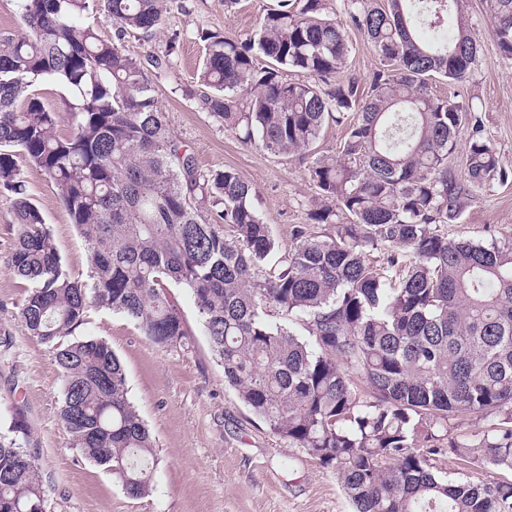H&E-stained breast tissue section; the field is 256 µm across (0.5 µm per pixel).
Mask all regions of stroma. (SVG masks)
Returning <instances> with one entry per match:
<instances>
[{
    "instance_id": "obj_1",
    "label": "stroma",
    "mask_w": 512,
    "mask_h": 512,
    "mask_svg": "<svg viewBox=\"0 0 512 512\" xmlns=\"http://www.w3.org/2000/svg\"><path fill=\"white\" fill-rule=\"evenodd\" d=\"M276 0H166L161 27L152 36L127 35L125 54L141 63L168 58L152 71L154 95L174 134L194 154L203 173L233 168L256 190L254 204L269 224L275 255L257 269L277 271L278 259L294 246L295 227L308 222L315 188L307 163L268 153L226 132L206 111L208 93L197 73L204 57L200 35L220 31L243 41ZM455 18L465 19L481 45L470 77L461 83L437 80L434 94L473 105L484 135L496 150L507 181L494 180L468 200L458 220L441 225L449 238L512 244V59L503 56L492 32L487 0H458ZM351 54L345 75L367 83L379 60L367 38L347 28ZM27 194L50 225L66 268L86 275L89 255L60 203L55 183L24 154L15 157ZM15 239L10 195L0 190V336L10 347L0 353V425L22 416L26 446L37 459L47 491V512H352L334 472L301 448L272 434L224 384L194 299L168 287L188 331L182 344L161 348L134 324L109 310L91 311L82 332L105 340L121 359L128 396L149 426L160 464L154 490L127 498L110 473L77 457L57 415L62 381L45 344L29 335L19 318L23 282L5 264Z\"/></svg>"
}]
</instances>
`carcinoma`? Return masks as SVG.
Masks as SVG:
<instances>
[{
  "label": "carcinoma",
  "instance_id": "obj_1",
  "mask_svg": "<svg viewBox=\"0 0 512 512\" xmlns=\"http://www.w3.org/2000/svg\"><path fill=\"white\" fill-rule=\"evenodd\" d=\"M31 36L0 34V188L14 194L7 265L26 283L20 317L63 375L61 420L81 459L130 499L153 490L155 440L127 396L124 367L99 339H70L91 308L134 322L165 348L187 336L165 290L188 289L224 382L252 414L336 473L354 512H512V481L448 479L430 455L512 471V246L452 240L466 200L507 179L479 121L430 90L465 81L479 44L457 0H278L246 42L202 36L205 109L243 143L309 159L316 188L296 245L271 278L274 250L255 189L228 168L209 175L172 133L141 62L118 41L153 34L164 0H20ZM101 10L108 41L78 23ZM493 33L512 58V0H491ZM380 61L369 85L341 76L344 26ZM269 65L259 68L255 57ZM293 71L299 79L287 80ZM69 93L71 134L39 83ZM349 124L336 156L311 149L329 122ZM465 141L463 173L449 166ZM22 152L58 187L89 253L87 279L64 266L28 198ZM212 201L213 218L197 198ZM382 254L372 264L368 255ZM463 413L497 422L477 440H447ZM18 418L0 431V512H45L39 468Z\"/></svg>",
  "mask_w": 512,
  "mask_h": 512
}]
</instances>
